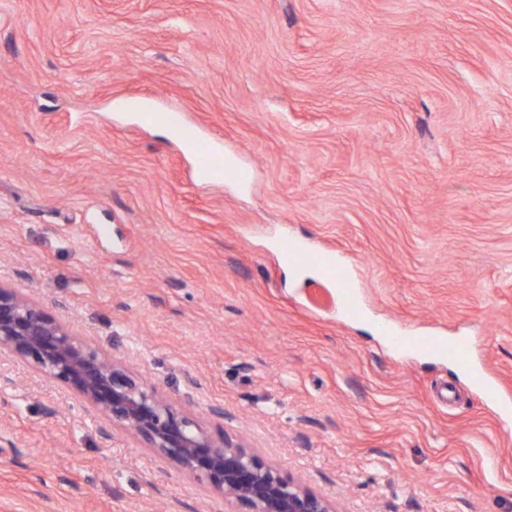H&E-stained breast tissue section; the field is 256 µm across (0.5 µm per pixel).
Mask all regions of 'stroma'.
I'll return each instance as SVG.
<instances>
[{"label":"stroma","mask_w":512,"mask_h":512,"mask_svg":"<svg viewBox=\"0 0 512 512\" xmlns=\"http://www.w3.org/2000/svg\"><path fill=\"white\" fill-rule=\"evenodd\" d=\"M0 282L341 512H512V0H0ZM0 512L224 502L5 355ZM159 116L163 120L178 127L181 131L182 137L191 144L195 153L197 173L202 180L215 178L216 175L214 173L218 170L221 171L220 174L224 176V151H222V149L208 140H203L197 137L193 131L183 127L182 124L184 123L182 122L179 114L170 112L159 114ZM184 125L188 126L186 124Z\"/></svg>","instance_id":"1"}]
</instances>
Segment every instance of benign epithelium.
<instances>
[{"label":"benign epithelium","instance_id":"7a95c632","mask_svg":"<svg viewBox=\"0 0 512 512\" xmlns=\"http://www.w3.org/2000/svg\"><path fill=\"white\" fill-rule=\"evenodd\" d=\"M0 355L75 392L112 424L185 475L248 512H337L299 479L282 477L249 448L211 431L122 361L75 334L27 295L0 285Z\"/></svg>","mask_w":512,"mask_h":512}]
</instances>
